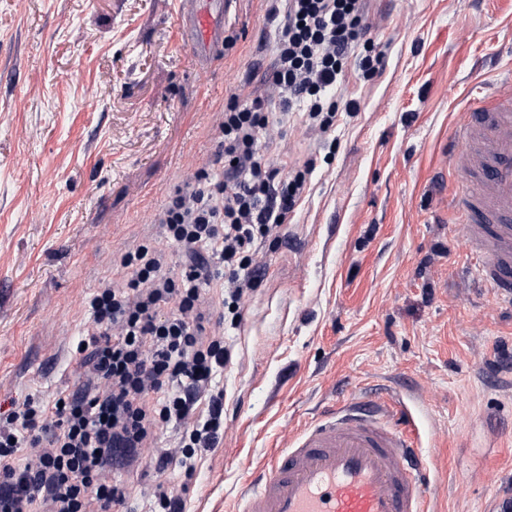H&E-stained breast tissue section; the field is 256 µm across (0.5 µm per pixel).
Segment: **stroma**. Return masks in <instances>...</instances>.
<instances>
[{
	"label": "stroma",
	"mask_w": 512,
	"mask_h": 512,
	"mask_svg": "<svg viewBox=\"0 0 512 512\" xmlns=\"http://www.w3.org/2000/svg\"><path fill=\"white\" fill-rule=\"evenodd\" d=\"M265 0H239L228 44L194 67L176 0H0V423L84 381L85 303L125 248L212 157L232 94L267 99L269 166L308 186L238 325L214 316L232 361L224 433L157 471L151 449L113 478L127 512L155 489L185 512H235L240 486L324 407L399 395L420 408L436 512H485L512 485V308L450 213L459 122L488 74L512 72V0H367L383 53L349 66L329 143L283 112Z\"/></svg>",
	"instance_id": "35a3bbf8"
}]
</instances>
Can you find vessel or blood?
Instances as JSON below:
<instances>
[{"label":"vessel or blood","instance_id":"1","mask_svg":"<svg viewBox=\"0 0 512 512\" xmlns=\"http://www.w3.org/2000/svg\"><path fill=\"white\" fill-rule=\"evenodd\" d=\"M233 0H179L181 44L201 66L224 47ZM455 167L457 231L481 255L480 277L512 304V78L475 98ZM419 416L402 398L361 397L326 410L271 458L264 475L241 492L242 512H433L425 487Z\"/></svg>","mask_w":512,"mask_h":512}]
</instances>
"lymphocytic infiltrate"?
<instances>
[{
    "instance_id": "f902f5d3",
    "label": "lymphocytic infiltrate",
    "mask_w": 512,
    "mask_h": 512,
    "mask_svg": "<svg viewBox=\"0 0 512 512\" xmlns=\"http://www.w3.org/2000/svg\"><path fill=\"white\" fill-rule=\"evenodd\" d=\"M267 2L276 25L268 80L284 110L301 107L307 129L324 135L350 60L368 79L381 64L366 0ZM267 127L261 98L232 95L218 152L155 214L158 238L183 252L179 273H168L165 252L143 242L119 254L122 280L100 281L86 303L85 384L58 404L27 401L0 427V512H111L127 500L112 470L129 465L164 426L181 435L156 449L158 470L193 468L198 449L215 447L224 393L212 376L230 353L211 325L205 291L218 289L219 307L239 309L259 281L258 244L278 234L307 186L297 167L281 175L264 162ZM43 422L48 433L40 436Z\"/></svg>"
}]
</instances>
